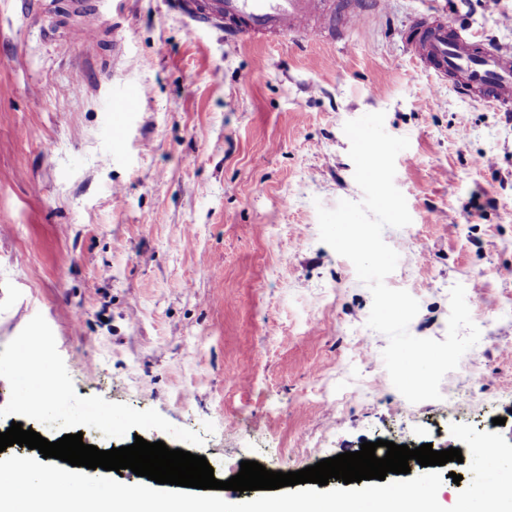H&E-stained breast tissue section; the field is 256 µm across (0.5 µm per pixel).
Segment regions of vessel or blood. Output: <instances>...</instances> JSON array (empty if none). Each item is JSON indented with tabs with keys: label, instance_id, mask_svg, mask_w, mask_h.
I'll return each instance as SVG.
<instances>
[{
	"label": "vessel or blood",
	"instance_id": "b4317fda",
	"mask_svg": "<svg viewBox=\"0 0 512 512\" xmlns=\"http://www.w3.org/2000/svg\"><path fill=\"white\" fill-rule=\"evenodd\" d=\"M188 12L194 23L186 29L194 35L197 24H212L225 39L243 41L256 37L336 40L345 38L362 18L370 0H172ZM412 60L447 81L457 93L501 112H512V52L477 40L454 27L439 11L414 19L407 39ZM46 361H35L28 345H20L14 357L13 376L19 397L41 388Z\"/></svg>",
	"mask_w": 512,
	"mask_h": 512
}]
</instances>
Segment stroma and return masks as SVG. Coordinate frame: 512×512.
Masks as SVG:
<instances>
[{
	"label": "stroma",
	"instance_id": "stroma-1",
	"mask_svg": "<svg viewBox=\"0 0 512 512\" xmlns=\"http://www.w3.org/2000/svg\"><path fill=\"white\" fill-rule=\"evenodd\" d=\"M69 2L0 0V432L139 436L223 481L380 439L455 448V423L512 443V119L415 66L426 0H384L336 43L190 38L168 0H95L89 45ZM442 3L512 50V0ZM122 88L140 100L114 142ZM371 112L409 139L395 184L412 222L383 238L387 285L419 302L410 333L444 339L457 283L481 331L439 401L395 389L368 287L319 238L318 207L363 198L343 126ZM31 340L80 425L15 407L5 367ZM96 410L122 417L115 434Z\"/></svg>",
	"mask_w": 512,
	"mask_h": 512
}]
</instances>
